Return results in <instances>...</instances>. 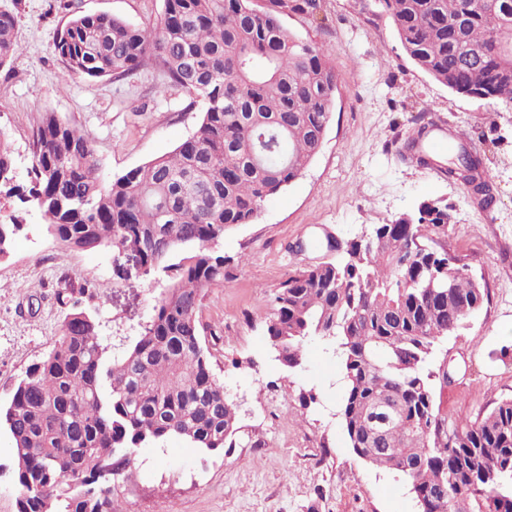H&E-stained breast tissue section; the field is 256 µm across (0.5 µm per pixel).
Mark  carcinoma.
Instances as JSON below:
<instances>
[{"instance_id": "carcinoma-1", "label": "carcinoma", "mask_w": 512, "mask_h": 512, "mask_svg": "<svg viewBox=\"0 0 512 512\" xmlns=\"http://www.w3.org/2000/svg\"><path fill=\"white\" fill-rule=\"evenodd\" d=\"M415 65L457 93L512 101V0H377ZM319 0H164L155 24L75 15L54 54L70 77H123L154 64L202 104L173 152L105 185L88 135L45 112L32 134L27 193L45 201L59 242L130 252L144 271L177 250L176 282L140 336L110 351L73 303L53 350L0 405L14 451L17 512H117L112 477L136 449L182 439L204 453L235 445L236 408L215 376L197 319L204 290L224 285L229 259L210 244L251 223L320 151L336 97L325 49L288 33L284 17ZM16 18L0 12V67L18 52ZM479 160L457 153L450 177ZM0 142V186L12 194ZM448 205L377 224L338 260L298 270L274 296L267 334L289 368L302 343L334 344L350 448L404 480L421 512H512V399L448 426V362L437 344L488 299L448 235Z\"/></svg>"}]
</instances>
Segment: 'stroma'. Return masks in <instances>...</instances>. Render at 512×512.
Instances as JSON below:
<instances>
[{
  "label": "stroma",
  "instance_id": "35a3bbf8",
  "mask_svg": "<svg viewBox=\"0 0 512 512\" xmlns=\"http://www.w3.org/2000/svg\"><path fill=\"white\" fill-rule=\"evenodd\" d=\"M320 4L315 15H291L283 25L325 46L336 71L324 145L252 223L219 240L217 250L231 259L229 275L205 290L197 315L212 369L237 407L236 445L202 453L173 438L138 449L135 466L113 481L120 512H419L402 479L352 452L339 414L341 366L326 342L305 340L301 365L289 368L277 359L266 323L289 274L336 259L328 238H360L425 200L447 203L444 244L489 291L435 351L456 370L442 409L454 422L512 398V102L454 92L421 71L374 0ZM0 11L15 16L20 47L0 68V140L11 150L15 184L29 183L32 133L45 112L88 135L107 180L169 153L198 124L200 104L155 66L120 81L71 79L53 52L73 15L153 23L163 0H0ZM423 115L468 131L465 146L481 159L496 198L491 219L481 216L470 186L407 151ZM14 219L20 229L0 258V404L54 348L71 311L58 293L79 296L104 344L128 343L184 256L175 251L145 274L114 247L66 248L31 204L0 194V223ZM97 284L104 293L89 297L87 288ZM309 394L314 402H306Z\"/></svg>",
  "mask_w": 512,
  "mask_h": 512
}]
</instances>
